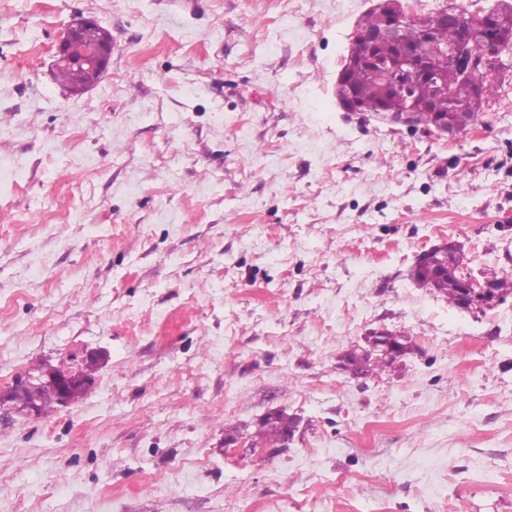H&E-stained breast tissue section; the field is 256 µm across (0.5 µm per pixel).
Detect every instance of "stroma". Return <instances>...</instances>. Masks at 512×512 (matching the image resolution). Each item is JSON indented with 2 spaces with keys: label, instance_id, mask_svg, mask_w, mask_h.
<instances>
[{
  "label": "stroma",
  "instance_id": "obj_1",
  "mask_svg": "<svg viewBox=\"0 0 512 512\" xmlns=\"http://www.w3.org/2000/svg\"><path fill=\"white\" fill-rule=\"evenodd\" d=\"M372 5L0 0V388L102 355L0 422V512H512V295L410 276L446 243L512 276V73L454 139L343 111ZM78 14L113 48L72 92ZM380 330L410 352L353 375ZM93 24H97L93 18L73 20L66 27L56 48L55 66L58 69L55 77L71 91H81L96 83L99 77L90 69L59 66H85L95 69L101 75L107 68L112 55V40L97 55L90 56L86 53H94L101 40L112 37L110 32L102 26L92 27L86 30L82 46L81 30ZM98 360V355L91 354L89 357L82 359L80 363L76 364L75 368L71 371H69V366L55 367L51 364L41 363L40 369H46L49 373L35 374L27 372L16 379L10 387L0 390V409L2 410V407L7 405L17 413L39 417V410L40 415L45 416L55 411L58 406L72 404L78 400L81 394L84 396L91 388L85 387L91 383L90 377L93 378V372ZM83 388H85L84 391ZM34 389L49 392L55 397L58 404L56 400L45 391L24 392ZM18 392L24 393L16 394ZM14 399L25 402L33 399L38 401L39 406L35 401H29L21 407H16L12 404ZM291 431L288 414L285 412L271 413L259 422L254 435L250 436L251 447H263L267 442L275 445L284 440Z\"/></svg>",
  "mask_w": 512,
  "mask_h": 512
}]
</instances>
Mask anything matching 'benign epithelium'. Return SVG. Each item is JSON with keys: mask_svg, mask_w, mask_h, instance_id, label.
<instances>
[{"mask_svg": "<svg viewBox=\"0 0 512 512\" xmlns=\"http://www.w3.org/2000/svg\"><path fill=\"white\" fill-rule=\"evenodd\" d=\"M376 8L388 17V24L382 30L372 34L368 40L359 37L353 31L349 50L353 61L360 65H368L376 71L381 81L398 93L399 107L389 110L383 106L366 107L359 104L349 94L348 88L342 85L344 71H339L336 87L341 91L338 100L349 112H370L374 115L390 116L396 121L413 125V107L411 89L413 82L423 79L431 82L435 88V98L431 104L434 120L426 128L430 134L437 136H460L469 133L477 125L481 113L472 115L450 116L451 100L455 91L448 88L443 79L429 72L424 64L418 43L427 38L428 30L420 23L412 26L416 35H411L405 16L408 7L404 0H378ZM458 30L455 40L447 47L450 58L460 72V83L464 90L470 92L479 102L486 99L488 80L493 78L502 81L505 73L512 68V61L504 58V28L512 24V5L499 7L485 16L480 29L472 27L469 16L455 13ZM96 23L93 18H79L72 21L65 29L64 35L56 48L55 66H85L102 73L107 68L112 55V44L108 43L95 56L86 53L81 44V30ZM388 41L398 48L391 59H382L375 55V46ZM498 301L492 288V280L483 281L466 277L462 281L461 305L468 310L472 307L488 306ZM99 360L92 354L81 360L75 368L63 374L27 372L14 383L0 390V408L7 406L18 413L39 416V406L30 401L21 407L13 405L14 396L18 392L34 389L45 390L55 397L58 405L67 406L78 400L83 388L91 383V377Z\"/></svg>", "mask_w": 512, "mask_h": 512, "instance_id": "benign-epithelium-1", "label": "benign epithelium"}]
</instances>
